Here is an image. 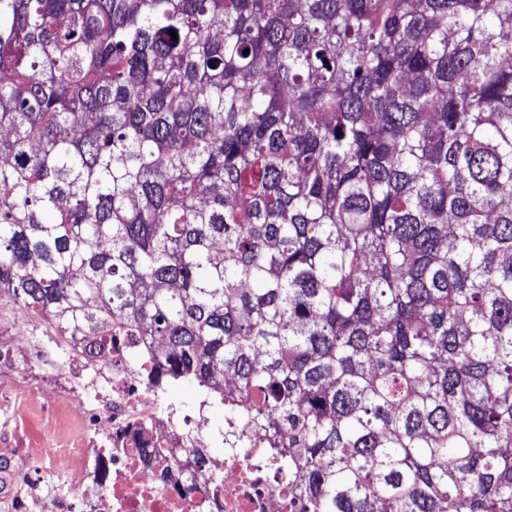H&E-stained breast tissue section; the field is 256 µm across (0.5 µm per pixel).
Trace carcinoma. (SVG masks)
<instances>
[{
	"label": "carcinoma",
	"mask_w": 512,
	"mask_h": 512,
	"mask_svg": "<svg viewBox=\"0 0 512 512\" xmlns=\"http://www.w3.org/2000/svg\"><path fill=\"white\" fill-rule=\"evenodd\" d=\"M2 291L293 512H512V0H0Z\"/></svg>",
	"instance_id": "cac0c4a2"
}]
</instances>
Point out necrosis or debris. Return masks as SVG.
Returning <instances> with one entry per match:
<instances>
[{
	"instance_id": "necrosis-or-debris-1",
	"label": "necrosis or debris",
	"mask_w": 512,
	"mask_h": 512,
	"mask_svg": "<svg viewBox=\"0 0 512 512\" xmlns=\"http://www.w3.org/2000/svg\"><path fill=\"white\" fill-rule=\"evenodd\" d=\"M54 343L66 360L48 393L50 421L60 424L62 400L83 412L74 447L45 452L68 477L58 512H289L283 481L245 426L229 423L238 441L224 447L208 403L176 419L149 364L122 350L87 355L66 336Z\"/></svg>"
}]
</instances>
